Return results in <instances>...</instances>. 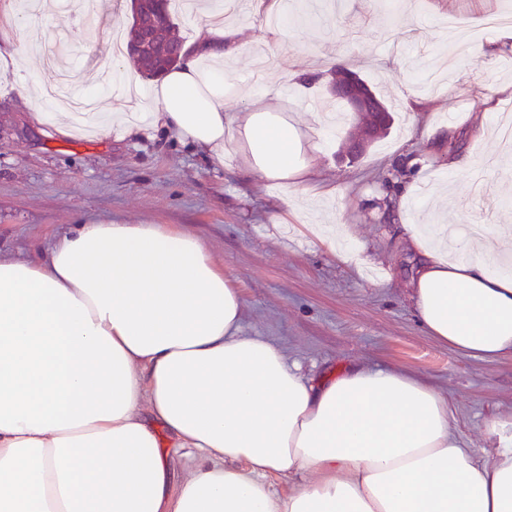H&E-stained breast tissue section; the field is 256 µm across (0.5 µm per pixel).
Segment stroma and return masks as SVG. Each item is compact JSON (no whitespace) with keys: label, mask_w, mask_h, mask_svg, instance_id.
<instances>
[{"label":"stroma","mask_w":512,"mask_h":512,"mask_svg":"<svg viewBox=\"0 0 512 512\" xmlns=\"http://www.w3.org/2000/svg\"><path fill=\"white\" fill-rule=\"evenodd\" d=\"M288 28L271 35L255 5L232 13L244 42L228 63L236 89L228 112L248 103L242 87L282 86L281 111L319 147L314 180L324 195L297 187L292 205L241 160L208 161L202 150L163 131L108 137H63L37 124L22 99V76L47 69V53L62 66L95 78L116 63L102 36L105 23L131 27L129 0H83L74 17L26 11L14 0L20 38L31 29L15 74L0 76V252L35 261L74 225L167 224L199 237L243 300L242 329L263 336L321 375L351 363L413 376L447 397L453 424L476 452L490 448L485 426L512 423V358L485 363L454 351L418 326L407 296L413 256L395 215L386 213L383 179L402 155L417 153L428 173L442 174L448 192L417 198L420 224L512 225V152L502 149L495 123L512 106V51H470L452 58L439 27L453 19L481 28L512 0H289ZM358 73L393 117L387 133L356 158L345 155L359 115L337 112L329 91L336 66ZM444 127L443 141L427 138ZM481 166L483 178L448 165V142ZM345 226L351 250L366 259L357 270L305 227L304 213Z\"/></svg>","instance_id":"obj_1"}]
</instances>
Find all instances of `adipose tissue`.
Segmentation results:
<instances>
[{
	"label": "adipose tissue",
	"mask_w": 512,
	"mask_h": 512,
	"mask_svg": "<svg viewBox=\"0 0 512 512\" xmlns=\"http://www.w3.org/2000/svg\"><path fill=\"white\" fill-rule=\"evenodd\" d=\"M236 28L203 17L189 61L144 89L171 129L291 195L317 147L265 86L224 110ZM428 336L512 357V226L405 224ZM243 302L194 235L78 224L40 261L0 254V512H512V424L476 456L445 396L394 370L306 376L241 333ZM183 468H176L175 459Z\"/></svg>",
	"instance_id": "adipose-tissue-1"
}]
</instances>
